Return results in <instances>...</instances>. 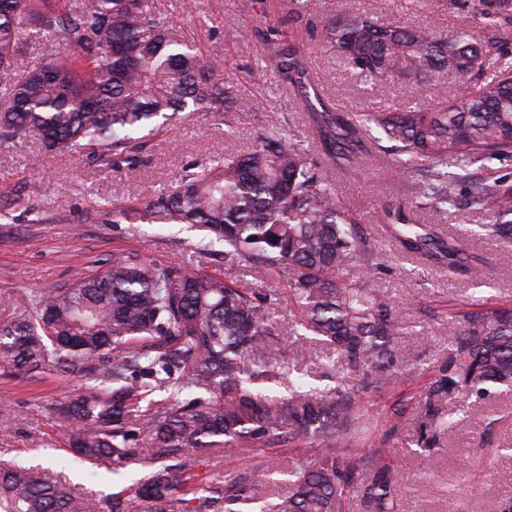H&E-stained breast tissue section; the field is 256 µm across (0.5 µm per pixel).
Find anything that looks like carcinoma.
<instances>
[{"label": "carcinoma", "mask_w": 512, "mask_h": 512, "mask_svg": "<svg viewBox=\"0 0 512 512\" xmlns=\"http://www.w3.org/2000/svg\"><path fill=\"white\" fill-rule=\"evenodd\" d=\"M318 5L287 0L286 17L299 22ZM34 32L60 55L21 71ZM319 38L370 82L413 81L414 101L385 112L335 108L315 89L303 42L268 29L266 58L278 85L302 101L315 149L268 127L249 151L192 167L147 215L197 227L194 247H222L225 262L276 274L287 288L251 296L220 275L115 252L103 273L33 295L0 325V374L80 378L53 407L70 453L114 474L130 465L145 474L96 498L33 466L1 464L0 512H242L271 473L214 482L212 456L306 443L320 452L294 458L291 491L263 501L261 512H345L354 498L365 512H397L398 473L375 450L346 452L340 437L368 442L359 395L395 385L399 368L420 355L402 345L405 321L377 287L378 237L341 202L330 170L384 163L402 171L407 199L382 206L377 223L403 255L475 277L484 234L512 243V182L490 167L512 166V66L486 74L503 44L481 39L468 21L436 31L342 12ZM449 81L465 95L448 101ZM232 93L223 64L166 34L153 0H0L1 139L35 136L51 154L91 148L115 165L137 150L136 133L167 129L181 112H219ZM460 195L491 223L463 239L419 222L418 211H446ZM285 298L288 335L335 354L355 376L352 388L338 381L272 396L262 387L288 363L274 344L278 323L264 317ZM438 372L430 399L511 389L512 307L448 318Z\"/></svg>", "instance_id": "1"}]
</instances>
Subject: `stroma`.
Masks as SVG:
<instances>
[{
  "instance_id": "35a3bbf8",
  "label": "stroma",
  "mask_w": 512,
  "mask_h": 512,
  "mask_svg": "<svg viewBox=\"0 0 512 512\" xmlns=\"http://www.w3.org/2000/svg\"><path fill=\"white\" fill-rule=\"evenodd\" d=\"M402 3L322 0L309 25L297 27L309 46L308 63L326 101L343 110L369 112L413 95L405 81L376 89L358 84L335 49L312 37L313 28L345 9L361 11L380 24L397 21L437 30L474 21L485 39L512 48V15H476L478 0H427L426 6L411 11L403 10ZM154 5L169 37L223 62L225 80L235 83L240 96L259 101L260 108L236 110L228 118L220 112L186 115L172 130L147 138L137 162L116 169L100 165L90 149L53 156L34 137L0 144V184L15 189L14 196L0 199V323L31 295L69 287L79 273H102L117 251L162 267L220 272L228 284L249 293L275 285L270 278L256 280L247 267L228 268L222 257L193 250L197 232L183 224L152 223L143 208L193 165L220 159L231 145L249 149L265 127L286 125L295 141L308 144L300 100L278 89L262 61L258 32L282 16L281 0H154ZM334 179L342 201L363 215L367 230L379 235L385 269L377 284L409 324L403 344L422 358L420 365L400 373L394 387L360 397L362 422L400 475L399 512H493L512 499V394H460L433 401L425 395L448 353L449 311L468 308L478 298L512 304V243L484 241L478 277L451 276L432 260L405 258L375 221L380 205L405 189V174L383 167L338 173ZM131 206L139 210L136 219L113 223V208ZM419 218L463 238L488 221L484 211L465 205L448 216L425 210ZM274 319L295 384L324 388L348 379V372L326 352L315 346L301 348L287 335V310L276 311ZM79 385V380L48 373L0 376V458L38 463L53 471L67 467L71 456L66 431L49 408ZM452 404L460 412V428L440 431L437 415ZM425 430L436 434L434 449L416 445ZM294 455L288 447L230 450L213 458L209 470L221 478L263 467L271 473L264 494L275 498L288 492Z\"/></svg>"
}]
</instances>
